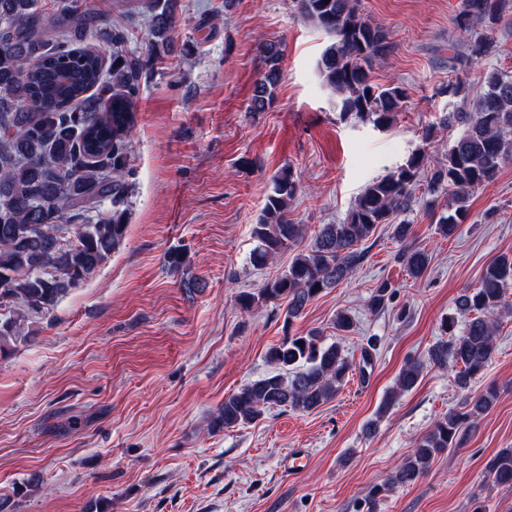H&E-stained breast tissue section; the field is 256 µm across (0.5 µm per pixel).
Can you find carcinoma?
Wrapping results in <instances>:
<instances>
[{
  "label": "carcinoma",
  "instance_id": "1",
  "mask_svg": "<svg viewBox=\"0 0 512 512\" xmlns=\"http://www.w3.org/2000/svg\"><path fill=\"white\" fill-rule=\"evenodd\" d=\"M294 3L302 18L331 37L319 71L336 93L340 119L391 127L410 95L401 83L381 85L371 76L373 62L391 48L386 30L362 15L360 0ZM141 8L149 18L148 53H123L118 45L125 34L115 29L106 33L113 47L108 58L81 45L97 30L98 13L88 0H62L53 15L44 14L37 0H0V352L27 340L25 323L52 312L125 237L140 80L168 49L177 27L172 0H143ZM511 11L512 0H461L453 18L458 36L448 70L457 74L493 53L487 32ZM476 24L485 32H478ZM262 53L265 69L248 104L250 112H263L273 103L282 78L281 49L268 44ZM472 91L459 79L440 89L449 101L439 125L462 128L445 156L431 157L425 145L413 150L396 170L364 188L342 222L320 225L312 244L296 253L281 274L238 293L240 308L250 311L284 301L288 318L298 317L311 300L355 276L365 258L361 245L380 224L390 225L393 238L404 244L399 261L407 274L415 280L422 276L430 256L408 245L412 225L400 216L422 201L434 211L446 196L437 231L452 237L467 218L472 194L492 182L512 156V76L491 73L485 89L473 91L476 104L470 108ZM297 193L291 170L272 177L253 229L252 265H267L303 238L301 225L288 218V201ZM107 199L112 214L72 223ZM511 285L512 257L501 255L487 265L479 286L458 298L455 312L444 321L448 339L435 343L426 357L407 362L396 390L413 389L429 366L450 364L458 368L457 386L469 390L492 359L497 316ZM391 296L390 284L381 283L367 310L385 309ZM7 307L8 315L1 312ZM268 357L276 372L225 397L209 432L251 424L270 409L313 411L336 397L352 366L344 349L324 343L314 331L287 337ZM496 400V388L490 386L468 397L462 409L439 416L392 474L367 491L366 512H377L379 499L416 481L438 455L460 447L463 427H474ZM484 470L493 482L512 487V448L499 450Z\"/></svg>",
  "mask_w": 512,
  "mask_h": 512
}]
</instances>
